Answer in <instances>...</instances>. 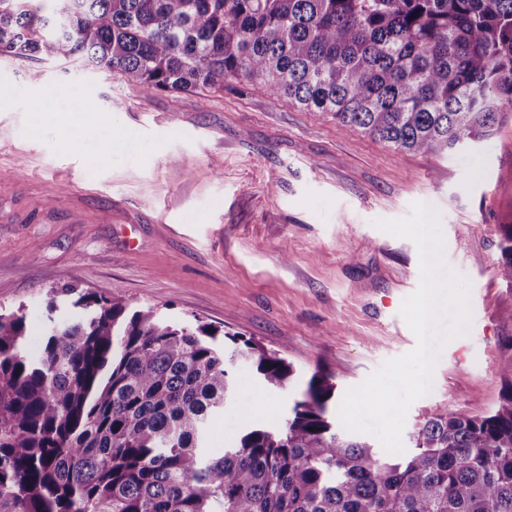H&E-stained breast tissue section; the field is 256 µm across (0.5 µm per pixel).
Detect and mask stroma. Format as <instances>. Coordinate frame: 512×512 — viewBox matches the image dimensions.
I'll return each instance as SVG.
<instances>
[{
	"mask_svg": "<svg viewBox=\"0 0 512 512\" xmlns=\"http://www.w3.org/2000/svg\"><path fill=\"white\" fill-rule=\"evenodd\" d=\"M0 306H23L43 349L50 289L83 284L224 327L281 351L337 397L412 350L400 314L416 245L374 225L412 203L442 217L444 261L471 284L469 334L444 347L403 440L444 406L481 416L512 355V288L498 275L512 225V119L448 156L400 151L332 114L245 91L146 93L78 63L0 54ZM111 126L105 139L102 126ZM209 430L218 452L248 422L288 413L249 368Z\"/></svg>",
	"mask_w": 512,
	"mask_h": 512,
	"instance_id": "stroma-1",
	"label": "stroma"
}]
</instances>
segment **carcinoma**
I'll return each instance as SVG.
<instances>
[{"instance_id": "carcinoma-1", "label": "carcinoma", "mask_w": 512, "mask_h": 512, "mask_svg": "<svg viewBox=\"0 0 512 512\" xmlns=\"http://www.w3.org/2000/svg\"><path fill=\"white\" fill-rule=\"evenodd\" d=\"M0 0V54L80 59L146 93L247 88L443 154L512 113V0ZM498 274L512 286V225ZM79 312L57 318V297ZM42 353L0 308V512H512V356L499 407H443L412 446L353 436L316 370L278 425L211 455L235 366L272 391L294 369L254 338L95 288L47 302Z\"/></svg>"}]
</instances>
